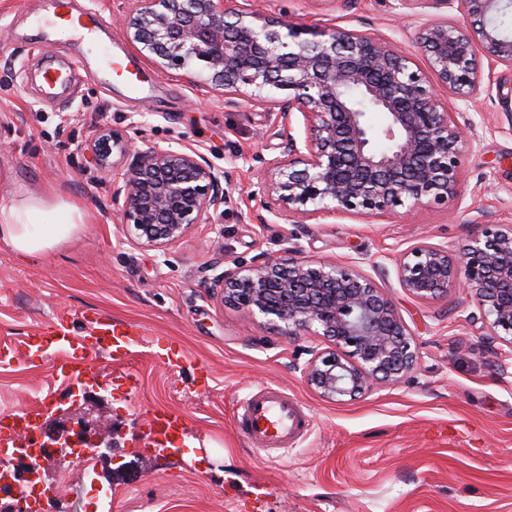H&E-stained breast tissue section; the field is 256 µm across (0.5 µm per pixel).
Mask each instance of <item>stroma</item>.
I'll list each match as a JSON object with an SVG mask.
<instances>
[{
	"instance_id": "1",
	"label": "stroma",
	"mask_w": 512,
	"mask_h": 512,
	"mask_svg": "<svg viewBox=\"0 0 512 512\" xmlns=\"http://www.w3.org/2000/svg\"><path fill=\"white\" fill-rule=\"evenodd\" d=\"M108 22L100 43L141 72L143 96L120 81L89 76L77 46L54 28L34 25L48 0H0V204L44 200L79 208L84 222L47 252L20 260L0 242V412L38 410L43 429L87 422L115 446L107 456L56 455L42 472L38 512H512V357L463 317L465 293L420 302L395 277L384 287L409 324L421 361L410 377L379 384L352 400L320 397L295 365L320 336L286 338L262 319L213 299L211 242L252 265L295 247L312 259L388 263L395 251L428 241L459 251L478 224H512V102L484 98L477 107L449 103L460 124L477 122L479 142L461 158L447 204L409 219L366 223H260L250 193L260 157L278 155L281 130L268 107L224 98L195 73L163 71L128 44L121 16L128 0H77ZM273 21L338 24L388 38L412 58L420 53L387 0H249ZM74 67L71 84L41 97L36 61L42 49ZM97 126L128 129L137 149L189 141L228 174L224 219L197 224L161 247L126 235L112 211V175L83 153ZM94 308L165 336L184 351L171 370L140 351L125 366L102 362L101 376L78 384L58 376L56 356L20 353L22 336L57 314L78 319ZM209 389L190 392L197 366ZM277 385L311 416L294 448L272 458L236 427L238 401ZM183 415L181 452L153 457L149 412Z\"/></svg>"
}]
</instances>
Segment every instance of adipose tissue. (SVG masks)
<instances>
[{
    "mask_svg": "<svg viewBox=\"0 0 512 512\" xmlns=\"http://www.w3.org/2000/svg\"><path fill=\"white\" fill-rule=\"evenodd\" d=\"M41 200L32 199L21 206H0V240L6 242L17 257L26 259L52 248L68 237L83 221L74 206L57 209L55 223H44Z\"/></svg>",
    "mask_w": 512,
    "mask_h": 512,
    "instance_id": "adipose-tissue-1",
    "label": "adipose tissue"
}]
</instances>
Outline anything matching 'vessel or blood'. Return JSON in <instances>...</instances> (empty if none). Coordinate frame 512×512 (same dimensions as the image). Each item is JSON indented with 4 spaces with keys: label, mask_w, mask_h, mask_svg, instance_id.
<instances>
[{
    "label": "vessel or blood",
    "mask_w": 512,
    "mask_h": 512,
    "mask_svg": "<svg viewBox=\"0 0 512 512\" xmlns=\"http://www.w3.org/2000/svg\"><path fill=\"white\" fill-rule=\"evenodd\" d=\"M103 20L99 15H90L63 6L58 14V24L68 35L82 43L87 51L99 56L104 72L124 80L134 93H141L137 73L130 71L121 59L102 51L95 36ZM82 331H74L65 316L44 327L32 330L25 336L22 347L27 356H35L49 350L63 353L64 359L57 366L61 377L82 381L97 377L100 366L94 357L99 351H108L116 361L129 357L140 340V333L133 328L120 329L111 319L98 314H88L83 318ZM237 424L252 447L275 454L293 446L310 431L311 417L294 397L284 390L267 386L248 394L237 416ZM150 433L153 438L172 440L184 428L181 416L168 409L153 410L150 420ZM33 416L16 410L0 414V435L11 437L34 429Z\"/></svg>",
    "instance_id": "1"
}]
</instances>
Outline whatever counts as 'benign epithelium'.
<instances>
[{
  "label": "benign epithelium",
  "instance_id": "obj_1",
  "mask_svg": "<svg viewBox=\"0 0 512 512\" xmlns=\"http://www.w3.org/2000/svg\"><path fill=\"white\" fill-rule=\"evenodd\" d=\"M123 17L128 44L165 70L194 71L224 95V105L270 104L284 131L280 155L262 158L253 197L294 224L325 218L369 220L443 205L454 193L463 154L478 140L448 99L491 96L484 71L512 69V31L502 18L512 0H395L410 9L412 39L426 69L374 34L331 26L273 22L247 0H134ZM457 7L465 22L423 18L416 8ZM384 114L374 132L361 104ZM301 116L303 134L294 121ZM90 162L113 175L119 223L140 245L159 246L195 224L224 218L227 172L194 144L138 150L125 130L100 127L85 141ZM400 288L420 302L470 295L464 322L512 354V225L472 234L457 254L417 242L394 253ZM213 277L220 304L261 317L283 336L304 331L329 347L311 351L301 377L322 397L364 394L397 384L419 362L413 333L372 262L309 259L288 248L245 267L224 257ZM52 452L100 448L86 426L53 438Z\"/></svg>",
  "mask_w": 512,
  "mask_h": 512
}]
</instances>
